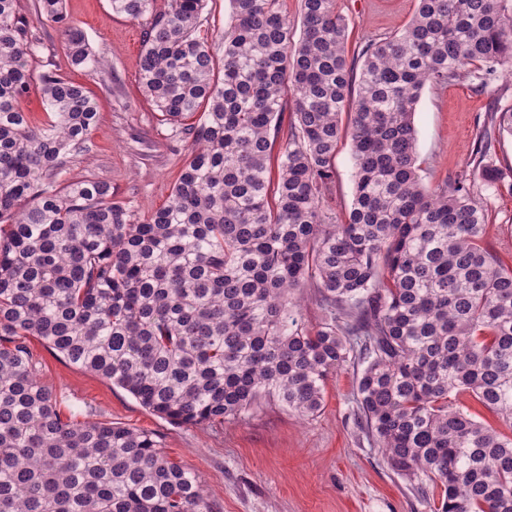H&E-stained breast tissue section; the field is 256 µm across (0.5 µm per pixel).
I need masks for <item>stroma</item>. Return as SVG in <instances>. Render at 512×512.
<instances>
[{"label":"stroma","mask_w":512,"mask_h":512,"mask_svg":"<svg viewBox=\"0 0 512 512\" xmlns=\"http://www.w3.org/2000/svg\"><path fill=\"white\" fill-rule=\"evenodd\" d=\"M336 7L348 20L346 53L353 57L369 39L405 28L417 0H336ZM66 10L105 67L96 74L72 68L60 32L32 19L41 70L81 84L99 103L88 148L72 156L65 176L107 181L118 199L147 217L167 203L188 150L139 85L146 22L113 14L108 0H66ZM496 98V85L480 90L470 80L425 88L414 124L426 183L454 178L472 161L477 129ZM492 159L506 178L480 190L488 209L480 244L512 265V137L496 142ZM30 346L41 381L65 409L152 432L171 459L199 475L217 512H434L439 502V487L418 493L358 426L356 366L329 379L322 410L309 418L263 397L234 424L176 425L42 341L31 339Z\"/></svg>","instance_id":"stroma-1"}]
</instances>
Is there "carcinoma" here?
I'll use <instances>...</instances> for the list:
<instances>
[{"label": "carcinoma", "instance_id": "obj_1", "mask_svg": "<svg viewBox=\"0 0 512 512\" xmlns=\"http://www.w3.org/2000/svg\"><path fill=\"white\" fill-rule=\"evenodd\" d=\"M109 0L149 17L139 84L190 140L165 206L141 220L112 185L66 179L98 103L36 74L39 39L0 0V512H214L200 477L153 434L63 412L29 338L186 425L235 422L267 395L319 413L328 377L358 365L365 434L439 512H512V436L456 403L472 393L512 428V267L480 245L512 105L478 159L423 182L414 113L428 85L512 69V0H418L401 31L346 55L336 0H229L224 56L201 35L207 0ZM73 68L103 70L64 0H32ZM37 92L49 122L30 126ZM288 124H283L288 102ZM350 110L354 196L333 203L339 116ZM280 144L277 174L271 156ZM326 318L298 323L292 294ZM317 300V292L314 288H304L297 295L298 314L295 317L308 328L318 326L324 317Z\"/></svg>", "mask_w": 512, "mask_h": 512}]
</instances>
